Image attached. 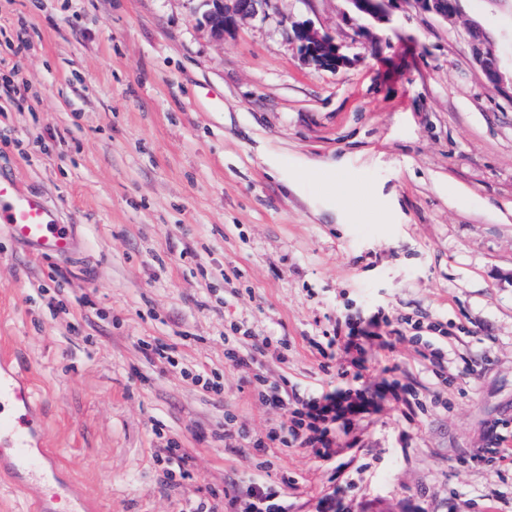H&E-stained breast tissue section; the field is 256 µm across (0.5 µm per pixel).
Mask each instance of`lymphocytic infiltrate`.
I'll return each instance as SVG.
<instances>
[{"label": "lymphocytic infiltrate", "mask_w": 512, "mask_h": 512, "mask_svg": "<svg viewBox=\"0 0 512 512\" xmlns=\"http://www.w3.org/2000/svg\"><path fill=\"white\" fill-rule=\"evenodd\" d=\"M379 316L363 320L347 318L337 321L332 332L313 337L312 346L322 357V369H336L341 380L339 386L320 394L303 399L289 397L282 392L279 384L269 382L257 374L258 358L264 347L278 345L287 348V337H256L246 331L239 336L224 339V356L234 368L248 372L247 383L253 393L266 405L281 411L287 423L280 431H271L265 437L257 438L256 447L277 448L301 447L312 449L316 458L328 461L332 458L335 445L355 447L352 432L355 426L363 424L378 409L377 402L392 397L401 402L406 411H424L413 386L402 383L398 378L388 377L376 386L364 385L363 374L358 369L360 358L367 352L369 341L376 339L380 327ZM143 354L148 362H159L179 369L184 377L204 382L214 395L224 393L221 377H207L204 372L180 364L173 347L164 343L143 342ZM229 507H241L242 512H288V496L282 487L274 486L255 478L250 485L246 504H239L237 498H229Z\"/></svg>", "instance_id": "1"}]
</instances>
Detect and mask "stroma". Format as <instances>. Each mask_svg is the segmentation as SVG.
Wrapping results in <instances>:
<instances>
[{
    "label": "stroma",
    "instance_id": "stroma-1",
    "mask_svg": "<svg viewBox=\"0 0 512 512\" xmlns=\"http://www.w3.org/2000/svg\"><path fill=\"white\" fill-rule=\"evenodd\" d=\"M460 6L446 21L393 0L378 23L348 0H268L219 39L208 0H0V76L18 87L0 91V175L79 240L36 257L0 225V353L96 512L246 496L265 452L225 447L224 416L258 436L284 418L226 361L229 322L287 337L262 370L305 397L334 379L309 338L377 308L382 335L422 329L362 372L414 385L426 410L385 399L356 454L279 448L266 480L287 484L290 512H316L343 464L360 472L344 512H512L495 458L512 449V97L467 40L479 23L511 78L512 6ZM303 21L350 64L304 62L287 35ZM324 165L335 188L300 180ZM145 340L221 374L223 396L149 363ZM430 341L462 378L440 384ZM167 438L192 457L171 486L152 459Z\"/></svg>",
    "mask_w": 512,
    "mask_h": 512
}]
</instances>
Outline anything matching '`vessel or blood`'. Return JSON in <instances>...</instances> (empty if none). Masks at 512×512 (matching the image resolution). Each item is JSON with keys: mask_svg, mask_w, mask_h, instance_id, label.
Here are the masks:
<instances>
[{"mask_svg": "<svg viewBox=\"0 0 512 512\" xmlns=\"http://www.w3.org/2000/svg\"><path fill=\"white\" fill-rule=\"evenodd\" d=\"M0 224L33 255L72 254L77 246L72 225L60 223L47 199L24 190L19 179H0ZM35 397L23 377L0 362V475L32 492L40 512H92L89 498L74 493L58 471L56 453L46 447L39 431Z\"/></svg>", "mask_w": 512, "mask_h": 512, "instance_id": "1", "label": "vessel or blood"}]
</instances>
